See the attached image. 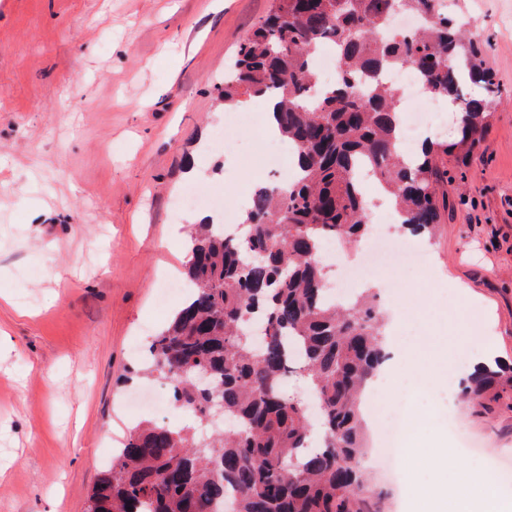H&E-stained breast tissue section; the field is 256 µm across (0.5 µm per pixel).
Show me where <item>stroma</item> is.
<instances>
[{"instance_id": "stroma-1", "label": "stroma", "mask_w": 512, "mask_h": 512, "mask_svg": "<svg viewBox=\"0 0 512 512\" xmlns=\"http://www.w3.org/2000/svg\"><path fill=\"white\" fill-rule=\"evenodd\" d=\"M0 0V512H85L112 443L171 406L123 404L149 389L134 343L169 322L157 286L180 275L187 222L171 209L189 181L257 180L258 157L225 166L200 152L224 122V67L273 0ZM503 99L479 150L459 161L427 276L403 278L396 357L464 362L457 337L495 323L512 358V0H459ZM198 168L200 177L190 175ZM181 235L160 247L170 230ZM404 425L453 414L468 442L512 465V399L469 410L409 387Z\"/></svg>"}]
</instances>
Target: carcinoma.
I'll use <instances>...</instances> for the list:
<instances>
[{
  "label": "carcinoma",
  "instance_id": "cac0c4a2",
  "mask_svg": "<svg viewBox=\"0 0 512 512\" xmlns=\"http://www.w3.org/2000/svg\"><path fill=\"white\" fill-rule=\"evenodd\" d=\"M450 0H274L224 75V105L275 101L274 120L296 149L291 187L248 199L237 231L195 224L185 275L192 292L150 342L139 373L159 375L194 425L134 427L89 497L94 512H385L364 468L360 394L390 358L385 319L367 290L329 301L319 253L329 239L358 241L369 208L357 167L369 164L396 198L400 231L432 239L448 209V153L474 154L499 85L480 44L458 28ZM400 10L421 20L391 28ZM334 48L336 84L311 95L314 52ZM408 66L427 98L456 108L458 140H425L411 163L397 153L396 93L380 74ZM480 84L484 94H468ZM264 321L254 345L250 323ZM302 376L319 401L322 444L309 448L307 407L283 384ZM512 393V365L496 360L460 384L480 408ZM219 406L232 427L212 429Z\"/></svg>",
  "mask_w": 512,
  "mask_h": 512
}]
</instances>
